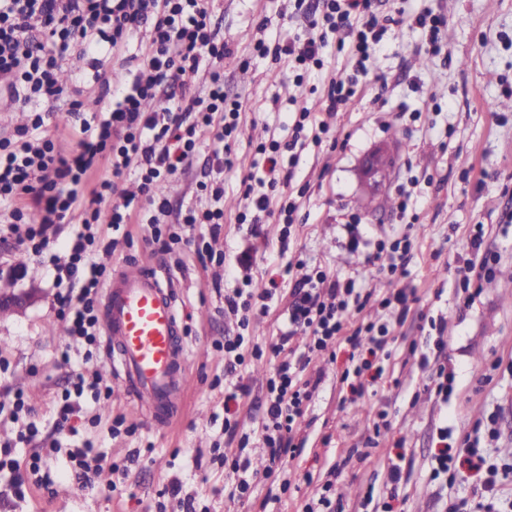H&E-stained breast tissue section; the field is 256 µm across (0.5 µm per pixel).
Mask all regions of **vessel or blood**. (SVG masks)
Returning a JSON list of instances; mask_svg holds the SVG:
<instances>
[{"label": "vessel or blood", "instance_id": "1", "mask_svg": "<svg viewBox=\"0 0 512 512\" xmlns=\"http://www.w3.org/2000/svg\"><path fill=\"white\" fill-rule=\"evenodd\" d=\"M102 326L113 375L152 423H171L191 384L172 277L147 264L121 267L104 289Z\"/></svg>", "mask_w": 512, "mask_h": 512}]
</instances>
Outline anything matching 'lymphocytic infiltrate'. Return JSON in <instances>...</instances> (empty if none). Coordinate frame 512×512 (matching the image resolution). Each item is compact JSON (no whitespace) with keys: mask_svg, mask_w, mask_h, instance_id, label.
Instances as JSON below:
<instances>
[{"mask_svg":"<svg viewBox=\"0 0 512 512\" xmlns=\"http://www.w3.org/2000/svg\"><path fill=\"white\" fill-rule=\"evenodd\" d=\"M212 0H0V110L24 106L31 110L29 126L0 137V206L11 220L0 231L14 236L30 255L45 259L51 243L65 225L78 223L80 231L66 243L67 265L53 266L54 286H66L58 296L59 314L70 323L76 342L95 348L102 328L98 298L107 267L98 253H113L116 240L102 241L94 233L101 208L110 205L109 229L148 223L152 239L169 252L191 247L198 225L218 235L224 222V180L213 175L205 203L189 208L177 226L163 221L168 201L160 186L186 170L198 154L202 135H209L214 157L223 156L241 124V104L224 93L221 65L230 49L211 25ZM305 15L311 36L302 46L285 47L304 73L322 69V38L314 29L347 30V50L362 66L357 74L331 79L327 109L339 111L353 96L371 50L387 25L381 24L375 0H314ZM148 37L141 45V65L129 79L102 75V60L121 54L139 31ZM91 57L90 66L102 94L111 96L106 112L82 117L83 103L58 80L72 46ZM209 77L205 91H196L199 72ZM166 93L168 105L160 112L142 108L145 100ZM69 102L79 119V150L63 153L48 130L50 112L44 106ZM134 175L140 198L126 196L122 180ZM411 242L402 235L393 242H378L372 255L379 274L388 279L407 276ZM288 302V329L268 349L277 364L267 383L268 407L261 440L269 452L263 478H270L286 459L306 443L295 428L308 410L318 388L306 376L312 358L339 342L350 345L351 374L370 371L378 350L388 342L387 325L369 322L350 327L352 311L366 300L355 279H340L324 270L301 273ZM304 344H295L297 333ZM71 399L60 409L61 422L79 413V401L110 398L111 387L97 373H79L71 380Z\"/></svg>","mask_w":512,"mask_h":512,"instance_id":"lymphocytic-infiltrate-1","label":"lymphocytic infiltrate"}]
</instances>
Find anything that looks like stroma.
Segmentation results:
<instances>
[{
    "label": "stroma",
    "instance_id": "35a3bbf8",
    "mask_svg": "<svg viewBox=\"0 0 512 512\" xmlns=\"http://www.w3.org/2000/svg\"><path fill=\"white\" fill-rule=\"evenodd\" d=\"M289 0H215L212 26L228 43L224 93L243 107L238 135L231 140L232 162L224 171V224L212 240L224 264L201 265L195 254L176 271V300L187 328L193 382L184 416L170 428L156 427L120 386L105 403L84 404L71 418L76 433L57 430L59 411L73 372L88 369L111 379L107 347L93 359L71 340L59 318L53 280L14 239H0V290L35 291L25 310L0 315V444L15 441L11 418L15 391H23L29 419L42 438L59 440V450L44 448L40 472L32 474L29 447L14 457L25 480V495L13 496L9 471L0 472V512H300L318 498L332 466L343 469L336 491V512H454L467 500L471 512H512V476L498 485L495 499L477 494L480 477L465 463L469 446L488 462L512 466V110L496 102L512 101V0H381L386 16L403 11L405 24L385 35L368 61L371 75L337 114L326 110L330 78L353 70L356 61L337 49L340 33L327 35L322 71L295 85L287 58L273 48L305 34L303 14L286 18ZM443 14L445 50L429 49L428 34L416 19L425 12ZM269 55H259L257 41ZM308 110L315 121L329 122L328 138L294 140L289 114ZM296 141V164H284L292 178L285 189L298 207V222L288 243H281L273 220L241 224L245 207L242 181L261 173L260 142ZM378 149L394 163L386 183L371 193L360 175L363 158ZM202 149L192 164L170 180L167 223L182 219L206 181L211 160ZM411 191L407 211L392 206L398 189ZM358 223L364 238L412 240L410 274L398 287L413 291L406 316L367 305L362 319L387 324L388 355L383 373L365 380L351 394L339 381L350 352L337 347L335 358L313 360L307 374L320 377L310 411L299 422L306 436L303 451L274 481L260 480L250 497L231 496L236 480L224 456L241 453L264 471L267 451L260 442L267 404L266 383L275 359L246 357L230 371L224 367L225 337L243 335L268 345L288 328V295L295 265L322 267L358 287L385 292L389 280L368 263L369 247L350 251L346 227ZM480 245H473L475 231ZM129 241L102 256L113 269L129 261H152L174 268L175 257L150 243L148 227L133 225ZM248 264H238L241 253ZM493 257L494 273L482 280L481 293L468 296L457 270L470 266L480 274L484 257ZM278 289L270 314L253 315L248 327L225 313L224 296L234 288L261 292L269 280ZM444 349H437V341ZM448 364L456 373L450 396L431 387L432 368ZM248 391L236 416L235 442L224 435V392ZM99 424H92L94 415ZM125 419L127 431L112 436L110 417ZM387 428H378L380 418ZM447 433L454 470L433 478V457L440 433ZM91 444L105 466L91 483L76 478L74 448ZM399 466V485L389 480ZM288 482L275 503L264 498L272 482ZM179 495H172V487ZM371 505H363L367 487Z\"/></svg>",
    "mask_w": 512,
    "mask_h": 512
}]
</instances>
